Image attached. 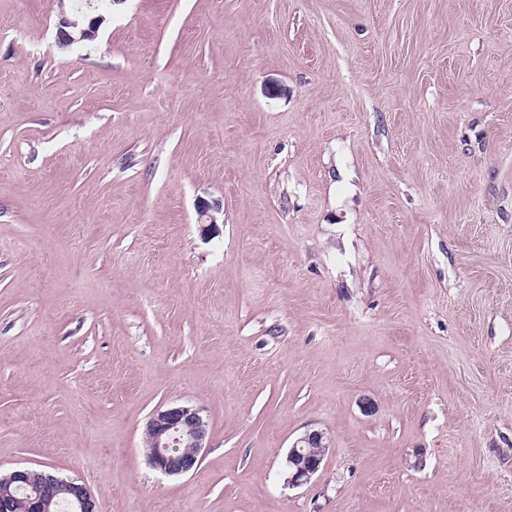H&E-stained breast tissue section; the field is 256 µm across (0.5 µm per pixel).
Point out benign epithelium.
<instances>
[{
  "label": "benign epithelium",
  "mask_w": 512,
  "mask_h": 512,
  "mask_svg": "<svg viewBox=\"0 0 512 512\" xmlns=\"http://www.w3.org/2000/svg\"><path fill=\"white\" fill-rule=\"evenodd\" d=\"M82 17L60 13L55 42L71 36ZM209 425L203 409L193 405H172L153 411L144 430V451L149 466L166 476H182L196 470L208 445ZM330 447L322 430H307L292 444L286 456L288 485L299 487L317 474ZM0 485L28 489L31 512H100L87 485L78 478L64 479L35 467H20L0 473Z\"/></svg>",
  "instance_id": "benign-epithelium-1"
}]
</instances>
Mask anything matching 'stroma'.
<instances>
[{"instance_id": "35a3bbf8", "label": "stroma", "mask_w": 512, "mask_h": 512, "mask_svg": "<svg viewBox=\"0 0 512 512\" xmlns=\"http://www.w3.org/2000/svg\"><path fill=\"white\" fill-rule=\"evenodd\" d=\"M60 12L0 0V470L101 512H512V0H114L64 50ZM174 404L210 441L166 477ZM208 439L209 425L202 408L159 407L146 422L145 456L155 471L166 476H182L199 467ZM330 447V437L321 430H307L292 444L286 456L288 486L299 487L317 474ZM0 483L7 488L30 489L33 493V496H29L28 504L26 494L12 489L14 512H28V505L31 512H55L63 507L68 512H100L90 489L79 478L64 479L41 468L20 467L0 473ZM2 486L0 494L5 490ZM60 494L65 495L55 501L56 510H50L54 499Z\"/></svg>"}]
</instances>
